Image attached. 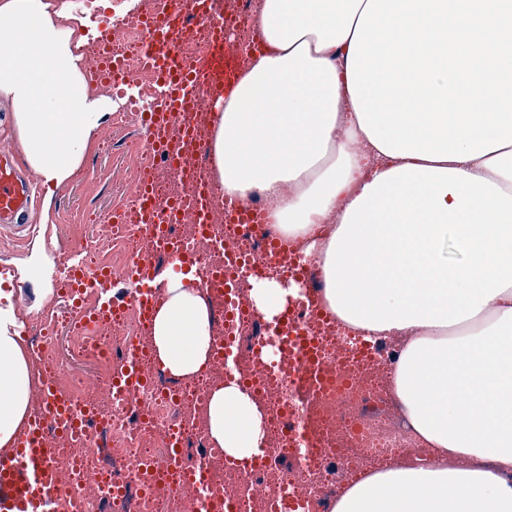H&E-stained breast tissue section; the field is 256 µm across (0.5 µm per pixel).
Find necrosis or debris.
<instances>
[{
  "mask_svg": "<svg viewBox=\"0 0 512 512\" xmlns=\"http://www.w3.org/2000/svg\"><path fill=\"white\" fill-rule=\"evenodd\" d=\"M155 7L156 0H140L136 18L113 19L124 30L126 46L113 48L112 54L142 91L151 78L125 50L139 46L136 19ZM208 160L205 150L193 151L174 173L181 186L184 223L169 225L167 233L156 237L140 234L132 223L136 200L131 197L99 216L101 230L91 251L111 255L116 272L137 260L159 266L173 252L188 250L206 270L224 266L226 255L238 252L272 274V267L263 264L257 237L239 225H211L204 237L192 227L199 201L217 213L231 205L223 188L203 176ZM248 276L241 267L233 273L237 311L229 321L224 318L223 286L208 282L204 289L213 311L211 345L232 342L234 367L241 379L250 381L249 393L265 411L264 462L256 469L233 466L209 439L205 413L213 386L225 379L223 369L210 365L192 380L169 374L154 358L151 326L140 319L134 300H126L121 316L89 325L70 309L36 318L29 342L39 360L49 361V381L93 415L91 432L79 436L59 434L54 421L44 423L64 473L49 512H187L201 499L209 503L210 512H224L228 506L233 512H270L272 502L287 492L303 502V512H329L343 483L365 475L373 465H407L427 457L391 392L397 341L366 340L325 312L302 318L300 330L319 343L321 360L331 371L328 382L307 397L299 382L276 367L259 374L255 349L265 340V322L246 296ZM64 324L71 330L65 360L52 355ZM132 347L138 348L141 367L152 379L133 400L111 386L116 365ZM76 359L95 364L104 383L98 394H86L73 376ZM295 409L307 414L310 446L302 452L288 427V415ZM174 440L183 449L177 459L170 455Z\"/></svg>",
  "mask_w": 512,
  "mask_h": 512,
  "instance_id": "necrosis-or-debris-1",
  "label": "necrosis or debris"
}]
</instances>
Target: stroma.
<instances>
[{
    "label": "stroma",
    "instance_id": "35a3bbf8",
    "mask_svg": "<svg viewBox=\"0 0 512 512\" xmlns=\"http://www.w3.org/2000/svg\"><path fill=\"white\" fill-rule=\"evenodd\" d=\"M65 2L80 21L79 33L90 44L101 35V19L135 7L133 0H95L91 10L81 8L80 0ZM143 135L137 113H130L122 126L106 119L76 176L55 190L51 211L35 201L28 216L34 232L20 240L0 234V293L11 298L20 336H27L33 314L61 304L57 269L80 249L82 240L96 236L98 214L111 210L128 188L132 164L127 139Z\"/></svg>",
    "mask_w": 512,
    "mask_h": 512
}]
</instances>
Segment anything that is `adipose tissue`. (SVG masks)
<instances>
[{"label": "adipose tissue", "instance_id": "adipose-tissue-1", "mask_svg": "<svg viewBox=\"0 0 512 512\" xmlns=\"http://www.w3.org/2000/svg\"><path fill=\"white\" fill-rule=\"evenodd\" d=\"M366 3L262 0L265 50L208 122L213 174L242 204L262 195L269 222L303 241L333 314L366 339L402 342L392 390L430 456L347 485L331 512H512V145L432 162L372 144L347 84ZM83 45L56 0H0V99L23 162L48 187L75 175L103 118ZM323 224L327 235L314 236ZM300 291L255 278L248 295L272 322ZM165 293L152 344L165 370L189 377L209 363V300L179 277ZM16 321L0 309L1 457L24 431L35 385ZM263 418L236 382L212 388L214 447L260 454Z\"/></svg>", "mask_w": 512, "mask_h": 512}]
</instances>
